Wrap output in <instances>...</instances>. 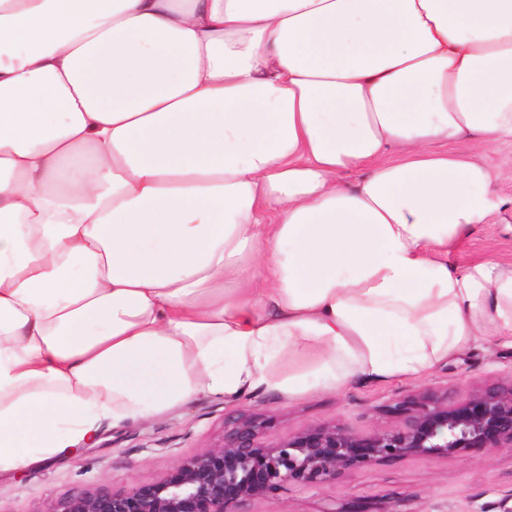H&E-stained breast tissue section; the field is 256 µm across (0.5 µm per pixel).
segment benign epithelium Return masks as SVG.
<instances>
[{
    "mask_svg": "<svg viewBox=\"0 0 512 512\" xmlns=\"http://www.w3.org/2000/svg\"><path fill=\"white\" fill-rule=\"evenodd\" d=\"M400 426L361 435L331 424L272 442L269 420L240 414L211 448L177 462L165 476L126 489L100 485L45 505L41 512H239L288 486L316 487L348 471L412 455L446 459L472 448L512 450V379L454 399L431 390L394 406Z\"/></svg>",
    "mask_w": 512,
    "mask_h": 512,
    "instance_id": "benign-epithelium-1",
    "label": "benign epithelium"
}]
</instances>
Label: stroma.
Here are the masks:
<instances>
[{
	"label": "stroma",
	"instance_id": "stroma-1",
	"mask_svg": "<svg viewBox=\"0 0 512 512\" xmlns=\"http://www.w3.org/2000/svg\"><path fill=\"white\" fill-rule=\"evenodd\" d=\"M494 187L505 205L457 246L459 262L494 258L512 262V147L489 153ZM512 378V347L485 343L435 368L418 380L353 384L285 401L257 394L234 403L201 395L161 419L135 424H103L97 441L74 459L38 464L0 478V512H41L46 503L108 484L116 488L163 477L177 461L203 452L222 437L240 413L271 416L275 426L265 438L336 423L361 435L401 424L397 398L410 393L452 391L461 397L475 388ZM512 488V453L471 450L449 459L414 456L375 464L340 475L317 488L289 487L274 499L245 503L244 512H380L390 497L409 495L414 512L428 503H445V512H478Z\"/></svg>",
	"mask_w": 512,
	"mask_h": 512
}]
</instances>
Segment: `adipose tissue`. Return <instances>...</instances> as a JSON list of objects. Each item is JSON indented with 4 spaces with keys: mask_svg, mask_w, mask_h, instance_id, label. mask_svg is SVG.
Segmentation results:
<instances>
[{
    "mask_svg": "<svg viewBox=\"0 0 512 512\" xmlns=\"http://www.w3.org/2000/svg\"><path fill=\"white\" fill-rule=\"evenodd\" d=\"M502 144L512 0H0V477L512 345ZM488 156L495 174L494 187L505 206L459 243L454 253L458 262L487 258L512 262V147L500 146Z\"/></svg>",
    "mask_w": 512,
    "mask_h": 512,
    "instance_id": "ef3b65f1",
    "label": "adipose tissue"
}]
</instances>
